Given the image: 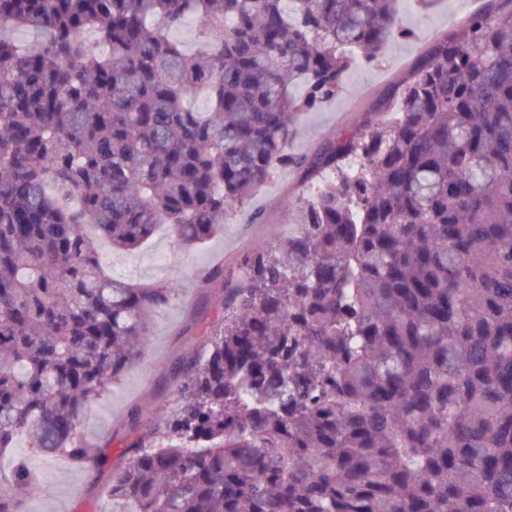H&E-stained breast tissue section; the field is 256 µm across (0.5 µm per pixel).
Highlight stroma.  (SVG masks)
I'll return each instance as SVG.
<instances>
[{
    "label": "stroma",
    "instance_id": "35a3bbf8",
    "mask_svg": "<svg viewBox=\"0 0 512 512\" xmlns=\"http://www.w3.org/2000/svg\"><path fill=\"white\" fill-rule=\"evenodd\" d=\"M483 7L484 0H441L426 13L415 0H400L399 17L410 37L390 43L374 62L354 63L335 98L299 114L288 153L315 154L343 129L371 118L384 96L439 34L457 28ZM304 190L300 172L281 167L202 246L185 248L163 228L136 252L108 253V260L124 263L123 278L138 283L173 281L178 292L168 304L151 312L146 354L86 409L77 434L84 446L93 449L95 463L80 467L64 457L35 459L42 492L20 499V512H111L106 486L113 468L127 461L122 444L132 431L131 413L146 406L175 408L179 385L168 373L169 364L205 343L207 327L221 315L224 279L236 272L243 255L287 237L299 217L286 201ZM206 274L211 280L205 284L201 278Z\"/></svg>",
    "mask_w": 512,
    "mask_h": 512
}]
</instances>
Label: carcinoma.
<instances>
[{"instance_id":"cac0c4a2","label":"carcinoma","mask_w":512,"mask_h":512,"mask_svg":"<svg viewBox=\"0 0 512 512\" xmlns=\"http://www.w3.org/2000/svg\"><path fill=\"white\" fill-rule=\"evenodd\" d=\"M397 2L0 0L42 34L0 33V452L28 440L0 512L31 458L94 462L84 409L175 295L98 243H204L282 164L320 190L224 281L177 407L133 415L112 512H512V0L440 36L389 117L284 153L289 115L409 34Z\"/></svg>"}]
</instances>
